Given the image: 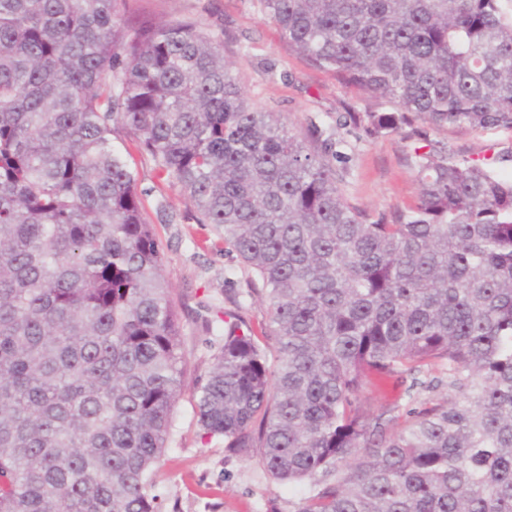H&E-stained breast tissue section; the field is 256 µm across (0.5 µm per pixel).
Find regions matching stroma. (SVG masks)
<instances>
[{
  "label": "stroma",
  "mask_w": 512,
  "mask_h": 512,
  "mask_svg": "<svg viewBox=\"0 0 512 512\" xmlns=\"http://www.w3.org/2000/svg\"><path fill=\"white\" fill-rule=\"evenodd\" d=\"M129 9L157 20L189 17L222 45L225 59L249 105L274 113L312 149L323 140L340 154L336 179L345 200L372 217L408 210L418 198L414 149L428 146L457 158H490L512 177V130L436 128L414 120L402 130L371 134L366 115L389 103L363 94L296 52L265 20L258 0H130ZM114 149L128 153L137 171L136 192L152 224L182 328L186 374L175 404L168 447L156 471L162 512H299L308 485L274 479L256 453L228 451L220 437L204 436L197 417V390L224 343V313L231 310L261 329L266 307L248 295L249 271L212 225L177 190L162 182L151 156L138 149L123 127L112 134ZM371 413L403 419L409 409L446 400L440 387L409 398L397 379L370 374Z\"/></svg>",
  "instance_id": "stroma-1"
}]
</instances>
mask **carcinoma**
<instances>
[{
	"label": "carcinoma",
	"mask_w": 512,
	"mask_h": 512,
	"mask_svg": "<svg viewBox=\"0 0 512 512\" xmlns=\"http://www.w3.org/2000/svg\"><path fill=\"white\" fill-rule=\"evenodd\" d=\"M295 50L420 118L512 129V0H260ZM127 0H0V512H160L186 360L126 127L251 271L278 348L224 312L203 434L309 482L300 512H512V179L416 153V204L349 205L252 111L217 40ZM448 401L367 415V373Z\"/></svg>",
	"instance_id": "1"
}]
</instances>
